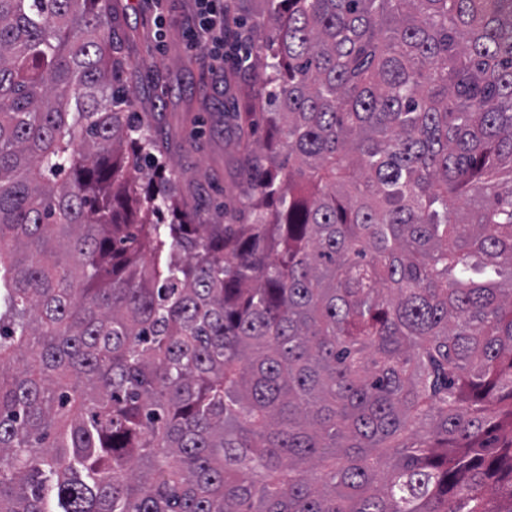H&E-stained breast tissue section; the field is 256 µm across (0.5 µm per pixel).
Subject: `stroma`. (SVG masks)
Wrapping results in <instances>:
<instances>
[{
  "label": "stroma",
  "instance_id": "stroma-1",
  "mask_svg": "<svg viewBox=\"0 0 512 512\" xmlns=\"http://www.w3.org/2000/svg\"><path fill=\"white\" fill-rule=\"evenodd\" d=\"M237 30L248 47L270 34L265 0H233ZM194 0H168L156 13L150 0H117L112 30L139 68L129 82L134 109L148 118L163 142L155 156L163 170L177 169L184 209L206 222L223 221L225 209L250 193L245 175L249 152L275 140L256 102L265 92L245 65L226 62L223 82H215L203 53L189 45L183 27ZM249 112L252 123L238 115Z\"/></svg>",
  "mask_w": 512,
  "mask_h": 512
}]
</instances>
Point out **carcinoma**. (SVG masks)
Returning <instances> with one entry per match:
<instances>
[{"instance_id":"carcinoma-1","label":"carcinoma","mask_w":512,"mask_h":512,"mask_svg":"<svg viewBox=\"0 0 512 512\" xmlns=\"http://www.w3.org/2000/svg\"><path fill=\"white\" fill-rule=\"evenodd\" d=\"M268 2L193 224L100 0H0V512H512V0Z\"/></svg>"}]
</instances>
